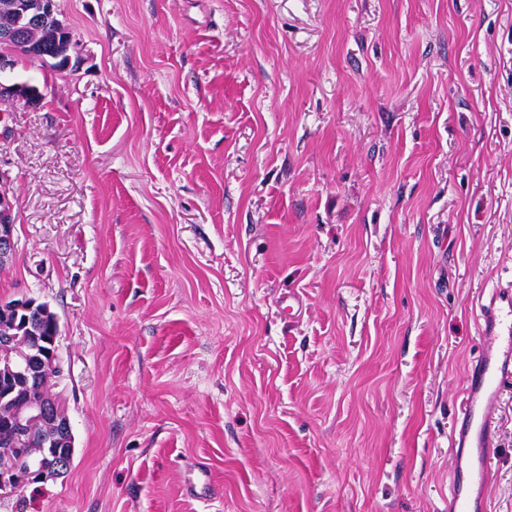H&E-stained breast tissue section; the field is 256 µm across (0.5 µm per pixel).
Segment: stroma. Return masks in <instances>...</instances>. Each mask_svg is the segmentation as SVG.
Instances as JSON below:
<instances>
[{"instance_id":"35a3bbf8","label":"stroma","mask_w":512,"mask_h":512,"mask_svg":"<svg viewBox=\"0 0 512 512\" xmlns=\"http://www.w3.org/2000/svg\"><path fill=\"white\" fill-rule=\"evenodd\" d=\"M57 6L77 70L0 72L42 95L0 102V300L58 319L74 457L0 512H448L472 299L512 279V0ZM14 204L5 191H0V265L16 252L18 243L14 236Z\"/></svg>"}]
</instances>
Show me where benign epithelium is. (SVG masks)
Returning a JSON list of instances; mask_svg holds the SVG:
<instances>
[{"instance_id":"7a95c632","label":"benign epithelium","mask_w":512,"mask_h":512,"mask_svg":"<svg viewBox=\"0 0 512 512\" xmlns=\"http://www.w3.org/2000/svg\"><path fill=\"white\" fill-rule=\"evenodd\" d=\"M0 10L11 13L14 23L0 30V42L24 46L29 55L59 71L78 62L77 42L63 38L62 45L46 50L27 43V33L58 16L55 0H0ZM25 95L38 104L40 92L21 84L0 83V101ZM14 204L0 191V265L16 252ZM0 409L6 418L0 427L13 433L18 458H35L37 467L22 466L16 459L0 457V492L16 491L26 482L43 478L48 471L66 473L74 456L71 424L59 400L47 393L32 391L58 373L56 365L58 321L49 308L23 296L0 301Z\"/></svg>"}]
</instances>
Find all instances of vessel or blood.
Listing matches in <instances>:
<instances>
[{
    "mask_svg": "<svg viewBox=\"0 0 512 512\" xmlns=\"http://www.w3.org/2000/svg\"><path fill=\"white\" fill-rule=\"evenodd\" d=\"M475 306L479 334L487 346L468 371L450 436V512H488L487 492L497 456L491 408L512 386V280L481 291Z\"/></svg>",
    "mask_w": 512,
    "mask_h": 512,
    "instance_id": "vessel-or-blood-1",
    "label": "vessel or blood"
}]
</instances>
